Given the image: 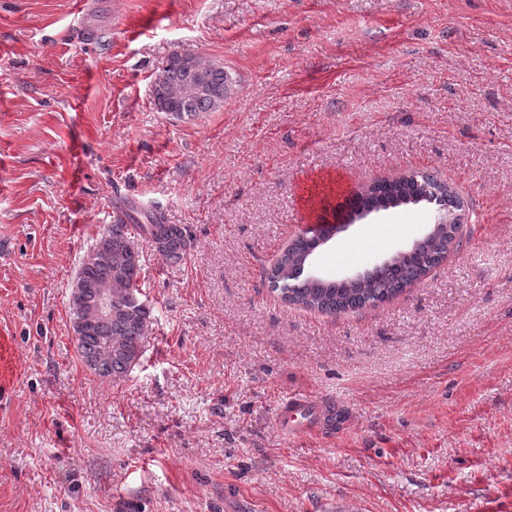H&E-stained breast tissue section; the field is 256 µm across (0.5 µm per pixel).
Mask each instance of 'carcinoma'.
<instances>
[{
    "mask_svg": "<svg viewBox=\"0 0 512 512\" xmlns=\"http://www.w3.org/2000/svg\"><path fill=\"white\" fill-rule=\"evenodd\" d=\"M232 83L224 67L191 53L173 52L156 78L153 98L156 107L177 120H193L224 106ZM434 198L448 203L457 193L436 176H408L404 180L378 181L365 188L351 217L360 218L380 203L393 207L417 205ZM169 262L184 258L191 239L179 224H168L155 212H143L133 204L120 208L112 223L104 226L99 240L109 250L112 261L93 266L80 264L79 272L95 286L112 289V318L90 319L95 299L88 297L78 308L69 307L71 320L85 321V328L74 333L77 353L87 369L95 375L119 382L139 363L144 353L151 310L138 288L140 252L129 227ZM452 226L428 239V246L398 254L392 261L369 270L356 282L305 278L292 288L283 284L323 245L313 237L298 236L271 268L268 280L283 301L317 312L340 315L385 302L418 280L442 258L444 244L453 241ZM112 342V350L106 342Z\"/></svg>",
    "mask_w": 512,
    "mask_h": 512,
    "instance_id": "carcinoma-1",
    "label": "carcinoma"
}]
</instances>
